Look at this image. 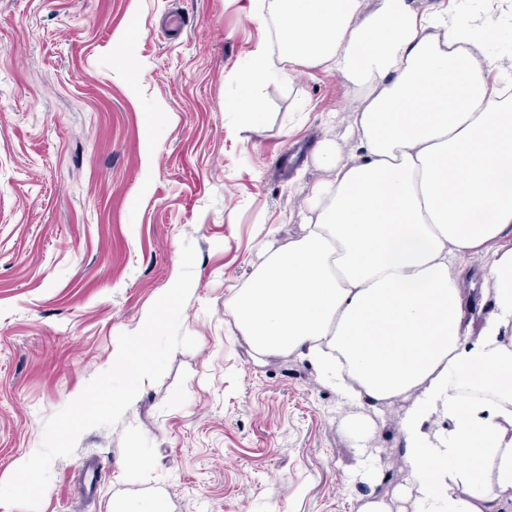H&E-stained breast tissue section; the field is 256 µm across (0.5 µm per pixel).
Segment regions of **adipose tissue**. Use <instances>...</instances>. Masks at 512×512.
Returning <instances> with one entry per match:
<instances>
[{
    "label": "adipose tissue",
    "instance_id": "1",
    "mask_svg": "<svg viewBox=\"0 0 512 512\" xmlns=\"http://www.w3.org/2000/svg\"><path fill=\"white\" fill-rule=\"evenodd\" d=\"M277 49L258 45L238 76L248 126L258 90L300 66L330 65L361 106L359 156L322 142L332 172L307 196L305 232L266 245L224 303L254 353L307 359L352 411L358 473L373 413L396 400L405 497L425 512H502L512 500V96L484 47L492 26L406 0H273ZM483 259L490 310L474 309L459 256Z\"/></svg>",
    "mask_w": 512,
    "mask_h": 512
}]
</instances>
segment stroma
<instances>
[{"label": "stroma", "mask_w": 512, "mask_h": 512, "mask_svg": "<svg viewBox=\"0 0 512 512\" xmlns=\"http://www.w3.org/2000/svg\"><path fill=\"white\" fill-rule=\"evenodd\" d=\"M493 23L512 63V2L408 0L416 12ZM276 48L254 0H0V482L38 448L47 418L109 369L196 249L176 350L110 428L56 459L39 512H357L405 482L395 420L368 443L386 475L364 484L349 406L297 355L255 357L224 302L263 242L302 233V199L330 178L315 158L354 118L344 78L314 66L264 84L266 114L238 121L237 73ZM141 470L127 467L130 454ZM99 490L86 494L90 465Z\"/></svg>", "instance_id": "35a3bbf8"}]
</instances>
